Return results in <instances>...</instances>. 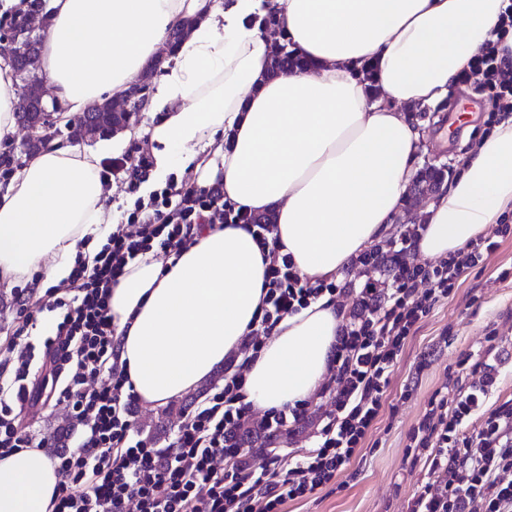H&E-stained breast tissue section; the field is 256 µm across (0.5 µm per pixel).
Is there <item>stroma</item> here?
I'll use <instances>...</instances> for the list:
<instances>
[{
	"instance_id": "stroma-1",
	"label": "stroma",
	"mask_w": 512,
	"mask_h": 512,
	"mask_svg": "<svg viewBox=\"0 0 512 512\" xmlns=\"http://www.w3.org/2000/svg\"><path fill=\"white\" fill-rule=\"evenodd\" d=\"M415 118L423 131L418 171L434 166L444 171L448 182L459 175L470 145L493 131L484 112L470 120L468 127L457 125L448 131L435 122L433 112H419ZM139 154L137 143L132 142L101 162L103 177L117 187L106 200L113 220H121L132 196L123 173L112 172L111 166ZM492 331L498 336L499 373L485 404L489 410L512 403V237L501 242L484 265L467 270L448 298L436 303L416 325L391 369L380 414L347 471L335 483L285 503L281 512H408L414 493L426 481L422 463L408 454L409 435L437 392L455 393L468 387L470 380L459 362L482 353ZM223 384L224 372L219 369L196 390L166 407L139 405L135 426L142 429L154 424L160 431H170L185 407L200 403Z\"/></svg>"
}]
</instances>
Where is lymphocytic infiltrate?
Returning <instances> with one entry per match:
<instances>
[{
	"instance_id": "obj_1",
	"label": "lymphocytic infiltrate",
	"mask_w": 512,
	"mask_h": 512,
	"mask_svg": "<svg viewBox=\"0 0 512 512\" xmlns=\"http://www.w3.org/2000/svg\"><path fill=\"white\" fill-rule=\"evenodd\" d=\"M507 55L487 44L458 77L474 83L490 107V124L512 119V72ZM224 188L191 183L165 187L137 199L97 254L93 266L77 262L73 298H55L61 312L54 335L35 349L28 327L35 321L33 289L14 296L16 328L7 339L11 367L0 398V456L21 448L52 449L59 482L54 512H279L345 471L382 405L391 368L414 327L448 297L464 270L483 265L512 225L499 220L489 234L458 252L424 264L414 250L421 225H407L385 244L357 255L355 267L376 271L363 287L354 282H310L281 251L275 227L245 223L268 261L266 295L258 326L244 337L241 354H255L284 318L322 296H354L329 358V377L319 391L327 408L311 412L310 401L255 418L243 395L244 368L227 361L223 387L204 403L184 409L165 446L142 439L131 416L137 402L117 365L109 298L129 259L148 252L180 251L201 224L224 221ZM495 344L462 364L472 381L454 400L431 399L411 433L409 448L427 481L409 512H512V407L488 413L496 383ZM64 405L79 432L72 448L36 436L23 422L41 400ZM482 428L467 432L476 414ZM313 428L315 444L298 458L273 455L262 469L244 459L242 437L254 429L274 435Z\"/></svg>"
}]
</instances>
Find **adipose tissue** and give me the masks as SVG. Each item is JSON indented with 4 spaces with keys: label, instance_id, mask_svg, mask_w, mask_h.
<instances>
[{
    "label": "adipose tissue",
    "instance_id": "1",
    "mask_svg": "<svg viewBox=\"0 0 512 512\" xmlns=\"http://www.w3.org/2000/svg\"><path fill=\"white\" fill-rule=\"evenodd\" d=\"M41 68L50 96L80 115L120 99L163 48L191 29L144 109L154 166L150 193L187 166L196 184L223 183L224 200L276 215V234L307 280L336 278L380 240L400 211L422 133L411 117L437 107L487 43L503 41V0H52ZM275 13L280 33L311 60L305 73H268ZM376 70V84L361 73ZM113 148L53 146L31 156L0 190V284L44 270L66 284L77 255L95 256L115 225L100 163ZM512 211V122L475 146L462 173L424 209L417 250L457 252ZM264 256L227 224L196 231L168 259L128 261L110 309L119 362L147 405L165 407L236 351L259 312ZM341 318L322 296L283 319L245 372L253 410L295 406L321 387ZM58 483L44 449L0 457V512H53Z\"/></svg>",
    "mask_w": 512,
    "mask_h": 512
}]
</instances>
